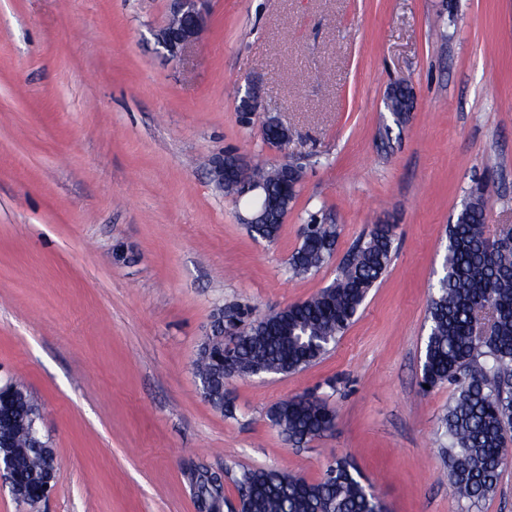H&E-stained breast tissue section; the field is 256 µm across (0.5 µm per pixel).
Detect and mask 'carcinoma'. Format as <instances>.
<instances>
[{
	"label": "carcinoma",
	"mask_w": 512,
	"mask_h": 512,
	"mask_svg": "<svg viewBox=\"0 0 512 512\" xmlns=\"http://www.w3.org/2000/svg\"><path fill=\"white\" fill-rule=\"evenodd\" d=\"M413 92L389 98L393 121L409 119ZM243 179L262 186L267 201L251 199L258 214L250 234L268 243L277 241L297 193L285 189L286 171L278 165L255 166ZM490 190L486 183L471 188L456 220L448 225L442 274L432 285L427 306L429 323L422 378L434 388L454 386L444 428L441 453L448 457L449 480L460 512H474L495 492L502 468L512 460V243L484 236ZM337 225L324 219L313 223L309 235L288 259L294 277L318 272L334 255ZM394 255L390 224H375L341 262L331 284L301 302L291 303L271 317L240 311L243 325L230 355L229 370L220 365L218 343L201 349L196 376L207 381L214 408L233 414L229 382L261 369L271 374L301 371L321 360L355 320L370 290L386 273ZM493 306L495 323L490 339L474 335V320L484 304ZM31 393L15 399L12 417L0 427V438L15 450L21 475L32 487L41 485L42 461L33 448L35 433L30 412ZM336 410L327 403L295 395L275 404L268 413L272 425L296 446L323 436ZM188 481L208 512H223L224 486L216 477L191 473ZM237 488L247 490L249 512H383L373 500L372 483L343 459L330 464L324 476L310 482L275 469H246Z\"/></svg>",
	"instance_id": "cac0c4a2"
}]
</instances>
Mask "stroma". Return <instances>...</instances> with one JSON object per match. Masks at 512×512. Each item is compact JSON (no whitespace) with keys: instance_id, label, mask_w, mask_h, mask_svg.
<instances>
[{"instance_id":"obj_1","label":"stroma","mask_w":512,"mask_h":512,"mask_svg":"<svg viewBox=\"0 0 512 512\" xmlns=\"http://www.w3.org/2000/svg\"><path fill=\"white\" fill-rule=\"evenodd\" d=\"M171 0H0V383H24L59 461L37 508L197 512L186 474L242 470L315 481L338 458L389 512H458L438 443L453 387L422 388L429 287L471 187L486 234L512 226V0H210L204 36L166 56ZM290 130L281 151L237 112L248 84ZM416 106L394 124L390 86ZM302 166L275 243L206 161ZM331 214L319 273L287 260ZM395 253L318 363L237 377L234 416L205 402L194 362L220 306L265 315L328 285L373 225ZM314 393L334 429L298 448L272 405Z\"/></svg>"}]
</instances>
